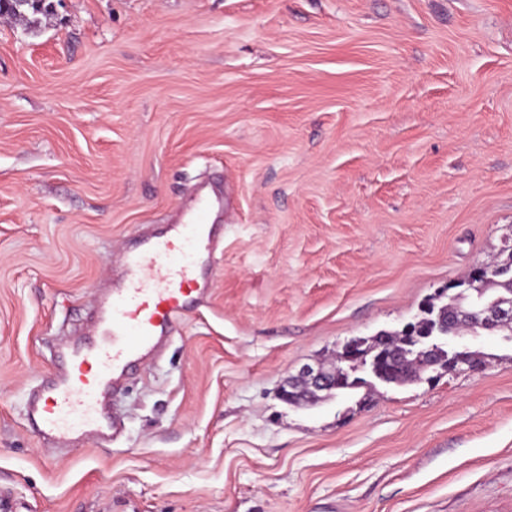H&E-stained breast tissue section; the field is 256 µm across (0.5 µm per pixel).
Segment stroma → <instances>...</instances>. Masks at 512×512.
Returning a JSON list of instances; mask_svg holds the SVG:
<instances>
[{
	"instance_id": "obj_1",
	"label": "stroma",
	"mask_w": 512,
	"mask_h": 512,
	"mask_svg": "<svg viewBox=\"0 0 512 512\" xmlns=\"http://www.w3.org/2000/svg\"><path fill=\"white\" fill-rule=\"evenodd\" d=\"M222 199L209 292L112 398L25 419L127 242ZM512 243V0H57L0 19V496L16 512H512V342L290 405ZM27 5L20 8V11L24 13L18 17L13 10L9 7L7 9L8 14H12L16 17V20L26 22L29 27L36 28L41 23V17H47L53 13V1L52 0H30L26 1Z\"/></svg>"
}]
</instances>
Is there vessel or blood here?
<instances>
[{"instance_id": "vessel-or-blood-1", "label": "vessel or blood", "mask_w": 512, "mask_h": 512, "mask_svg": "<svg viewBox=\"0 0 512 512\" xmlns=\"http://www.w3.org/2000/svg\"><path fill=\"white\" fill-rule=\"evenodd\" d=\"M215 205L209 194H198L184 223L139 237L125 252L123 273L93 317L91 342L58 351L59 371L27 411L32 426L62 442L115 434L109 397L204 294L205 263L216 245L208 222Z\"/></svg>"}]
</instances>
